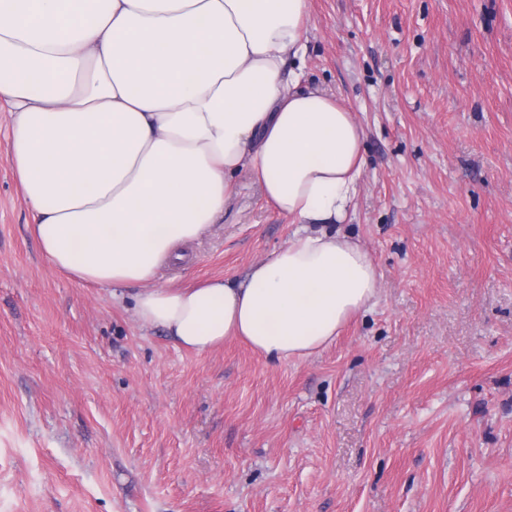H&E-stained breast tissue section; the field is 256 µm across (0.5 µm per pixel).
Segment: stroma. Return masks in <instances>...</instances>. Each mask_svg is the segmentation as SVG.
<instances>
[{
  "mask_svg": "<svg viewBox=\"0 0 512 512\" xmlns=\"http://www.w3.org/2000/svg\"><path fill=\"white\" fill-rule=\"evenodd\" d=\"M302 69L365 131L340 231L378 297L298 363L179 348L56 269L0 112V512H512V0H311ZM293 231L241 171L156 284Z\"/></svg>",
  "mask_w": 512,
  "mask_h": 512,
  "instance_id": "obj_1",
  "label": "stroma"
}]
</instances>
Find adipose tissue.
Returning <instances> with one entry per match:
<instances>
[{
    "label": "adipose tissue",
    "mask_w": 512,
    "mask_h": 512,
    "mask_svg": "<svg viewBox=\"0 0 512 512\" xmlns=\"http://www.w3.org/2000/svg\"><path fill=\"white\" fill-rule=\"evenodd\" d=\"M309 0H0V110L10 163L51 263L103 288L203 354L236 338L308 358L376 297L373 258L347 223L364 132L286 70L305 54ZM249 169L295 223L242 277L155 280L215 224Z\"/></svg>",
    "instance_id": "obj_1"
}]
</instances>
